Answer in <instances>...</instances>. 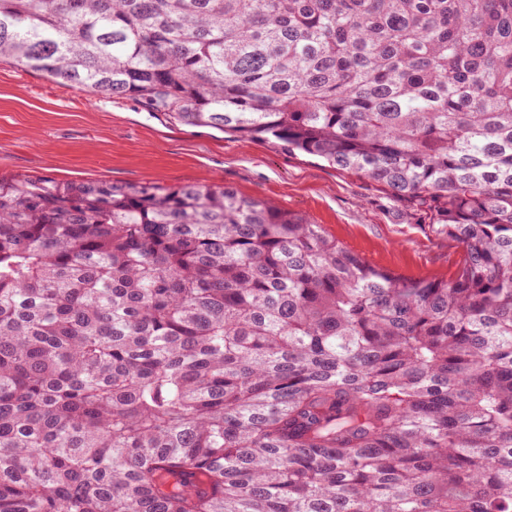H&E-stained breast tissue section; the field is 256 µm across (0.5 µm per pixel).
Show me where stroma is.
<instances>
[{
  "instance_id": "1",
  "label": "stroma",
  "mask_w": 512,
  "mask_h": 512,
  "mask_svg": "<svg viewBox=\"0 0 512 512\" xmlns=\"http://www.w3.org/2000/svg\"><path fill=\"white\" fill-rule=\"evenodd\" d=\"M27 173L228 187L322 225L369 265L408 278L448 277L461 254L424 214L361 175L272 139L185 126L139 99L62 86L1 61L0 175Z\"/></svg>"
}]
</instances>
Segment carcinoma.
I'll return each instance as SVG.
<instances>
[{
    "label": "carcinoma",
    "mask_w": 512,
    "mask_h": 512,
    "mask_svg": "<svg viewBox=\"0 0 512 512\" xmlns=\"http://www.w3.org/2000/svg\"><path fill=\"white\" fill-rule=\"evenodd\" d=\"M274 139L462 248L227 187L0 176V512H512V0H0V61Z\"/></svg>",
    "instance_id": "cac0c4a2"
}]
</instances>
